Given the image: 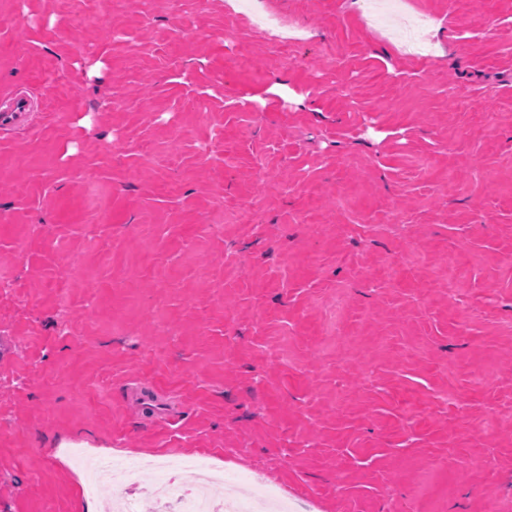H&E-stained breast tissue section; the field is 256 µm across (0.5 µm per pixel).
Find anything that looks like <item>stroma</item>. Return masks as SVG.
<instances>
[{"label":"stroma","mask_w":512,"mask_h":512,"mask_svg":"<svg viewBox=\"0 0 512 512\" xmlns=\"http://www.w3.org/2000/svg\"><path fill=\"white\" fill-rule=\"evenodd\" d=\"M242 1L0 0V512H512V0ZM130 394L143 412H148L154 419H172L178 412L175 404L164 400L156 391L141 386L130 387ZM165 498L179 506L182 512H203L204 504L199 500L198 491L187 490L179 484L170 482L163 490Z\"/></svg>","instance_id":"obj_1"}]
</instances>
